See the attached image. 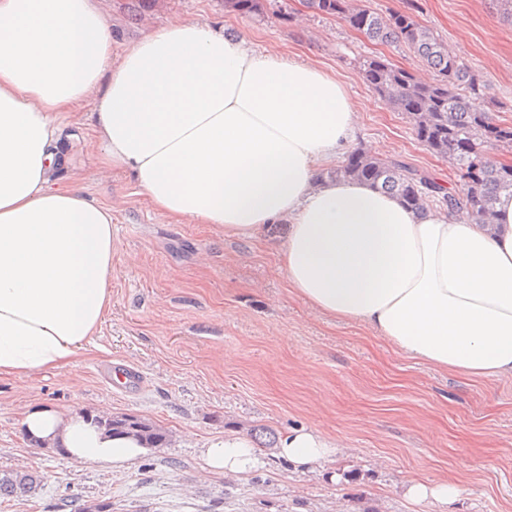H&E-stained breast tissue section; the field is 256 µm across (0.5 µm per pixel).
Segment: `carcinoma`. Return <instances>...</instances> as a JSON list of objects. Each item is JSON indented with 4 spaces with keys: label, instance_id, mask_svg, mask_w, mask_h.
<instances>
[{
    "label": "carcinoma",
    "instance_id": "cac0c4a2",
    "mask_svg": "<svg viewBox=\"0 0 512 512\" xmlns=\"http://www.w3.org/2000/svg\"><path fill=\"white\" fill-rule=\"evenodd\" d=\"M225 7L243 14L256 13L262 0H224ZM312 11L336 16L367 39L390 46L401 44L412 50L435 74L432 83H419L407 70L378 56L363 60L364 81L384 101L411 121L416 138L432 153L447 159L457 170L461 188L456 194L406 163L380 158L357 149L342 166L322 174L327 179H353L375 190L398 197L415 212L438 202L454 210L465 208L481 224H488L501 192L512 193V163L490 165L484 153L490 147L512 148V125L495 120L490 113L472 107L483 84L467 65L448 54V48L411 12L387 17L360 8L354 0H305ZM114 433L133 432L151 448L169 444L163 427L135 416L120 415L97 420ZM42 482L30 469L0 470V500L35 494Z\"/></svg>",
    "mask_w": 512,
    "mask_h": 512
}]
</instances>
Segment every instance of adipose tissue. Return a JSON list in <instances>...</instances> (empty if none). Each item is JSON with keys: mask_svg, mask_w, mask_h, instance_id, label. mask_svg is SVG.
I'll use <instances>...</instances> for the list:
<instances>
[{"mask_svg": "<svg viewBox=\"0 0 512 512\" xmlns=\"http://www.w3.org/2000/svg\"><path fill=\"white\" fill-rule=\"evenodd\" d=\"M87 103L99 173L131 174L173 223L227 237L283 223L282 268L313 310L445 371L512 376V194L480 224L322 179L356 109L310 60L181 20L116 59L98 0H0V378L70 365L112 302V209L56 178L63 121ZM20 424L33 448L76 463L120 470L147 451L70 410L30 409ZM335 451L300 427L277 456L308 471ZM203 459L227 475L260 463L236 431L209 439Z\"/></svg>", "mask_w": 512, "mask_h": 512, "instance_id": "obj_1", "label": "adipose tissue"}]
</instances>
